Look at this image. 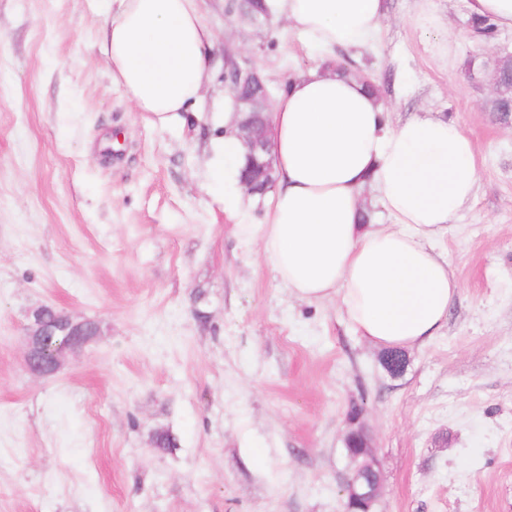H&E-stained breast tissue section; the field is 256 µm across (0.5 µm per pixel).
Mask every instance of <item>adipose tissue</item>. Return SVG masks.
Listing matches in <instances>:
<instances>
[{"instance_id":"ef3b65f1","label":"adipose tissue","mask_w":512,"mask_h":512,"mask_svg":"<svg viewBox=\"0 0 512 512\" xmlns=\"http://www.w3.org/2000/svg\"><path fill=\"white\" fill-rule=\"evenodd\" d=\"M101 45L135 111L165 127L202 96L215 37L197 0H119ZM270 17L320 60L292 79L275 106L269 151L277 181L259 242L276 278L298 299H335L353 332L387 349L424 346L448 319L458 284L437 239L474 199L478 151L458 122L431 114L392 119L365 81L336 70L340 53L380 36L387 0H265ZM215 188L225 212L242 208L243 147L217 146ZM374 186L392 224L361 220Z\"/></svg>"}]
</instances>
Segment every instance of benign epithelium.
Instances as JSON below:
<instances>
[{
    "instance_id": "1",
    "label": "benign epithelium",
    "mask_w": 512,
    "mask_h": 512,
    "mask_svg": "<svg viewBox=\"0 0 512 512\" xmlns=\"http://www.w3.org/2000/svg\"><path fill=\"white\" fill-rule=\"evenodd\" d=\"M224 80L232 87L253 80L268 82L267 77L247 58L242 59V64L226 71ZM264 108L265 112L261 113L259 122L254 119L253 113L238 109L241 119L236 125L235 135L246 148L248 174L242 184L249 194L255 193L262 186L266 188L275 183L274 162L268 150L271 135L268 113L273 109V98L269 95L265 98ZM84 324L85 321H78L49 306H40L30 311L25 326L28 342L25 357L27 371L33 375H50L56 372L61 367L62 358L66 353L81 350L99 335L97 331L92 334L86 333ZM54 336H60L62 340L57 342L50 353L47 345ZM383 363L388 373L397 375L404 370L406 358L399 351H390L384 356ZM346 447L356 450V453L349 454L355 468L344 488L346 512H372L381 485L379 464L374 449L358 431L348 435Z\"/></svg>"
}]
</instances>
